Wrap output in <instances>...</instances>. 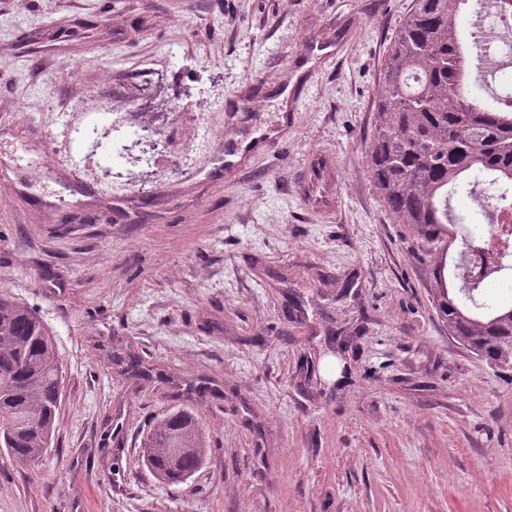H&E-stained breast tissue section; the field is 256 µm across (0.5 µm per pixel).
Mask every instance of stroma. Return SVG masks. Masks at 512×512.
<instances>
[{"label": "stroma", "instance_id": "obj_1", "mask_svg": "<svg viewBox=\"0 0 512 512\" xmlns=\"http://www.w3.org/2000/svg\"><path fill=\"white\" fill-rule=\"evenodd\" d=\"M412 4L0 0V293L63 386L0 512H512V372L449 336L366 164ZM176 409L212 450L169 486L140 442Z\"/></svg>", "mask_w": 512, "mask_h": 512}]
</instances>
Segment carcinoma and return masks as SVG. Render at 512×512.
Wrapping results in <instances>:
<instances>
[{"label":"carcinoma","instance_id":"cac0c4a2","mask_svg":"<svg viewBox=\"0 0 512 512\" xmlns=\"http://www.w3.org/2000/svg\"><path fill=\"white\" fill-rule=\"evenodd\" d=\"M466 0H414L380 70L368 156L372 182L395 223L408 224L422 252L438 251L434 302L448 335L492 365L512 371V305L491 307L476 295L507 269L487 265L479 279L464 275V251L485 240L465 227L451 200L465 190L485 216L512 210V92L491 90L493 105L466 93L480 68L458 29L453 7ZM461 244L458 258L447 256ZM61 403V371L53 337L36 313L0 294V448L21 464L51 447ZM158 480L182 484L210 448L193 413L176 410L141 442Z\"/></svg>","mask_w":512,"mask_h":512}]
</instances>
